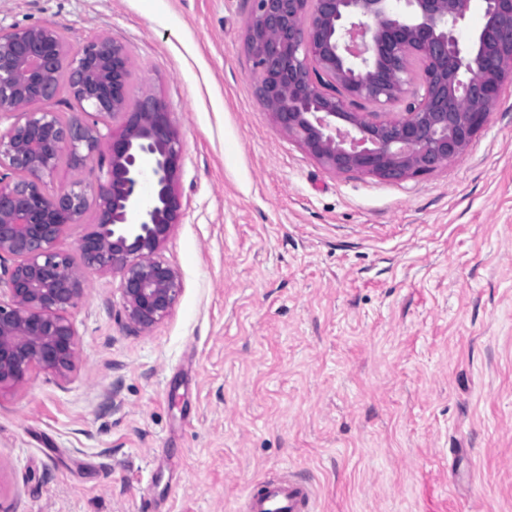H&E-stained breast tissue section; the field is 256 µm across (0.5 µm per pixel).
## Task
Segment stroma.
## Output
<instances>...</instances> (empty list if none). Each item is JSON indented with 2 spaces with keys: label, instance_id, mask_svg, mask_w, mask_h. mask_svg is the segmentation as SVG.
Masks as SVG:
<instances>
[{
  "label": "stroma",
  "instance_id": "obj_1",
  "mask_svg": "<svg viewBox=\"0 0 512 512\" xmlns=\"http://www.w3.org/2000/svg\"><path fill=\"white\" fill-rule=\"evenodd\" d=\"M250 0H0V27L129 51L183 142L172 313L89 274L67 379L0 392V512H238L265 474L315 512H512V82L455 163L326 170L274 124Z\"/></svg>",
  "mask_w": 512,
  "mask_h": 512
}]
</instances>
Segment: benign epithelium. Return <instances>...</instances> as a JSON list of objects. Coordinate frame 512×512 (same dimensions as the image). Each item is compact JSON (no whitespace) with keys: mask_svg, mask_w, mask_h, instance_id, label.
<instances>
[{"mask_svg":"<svg viewBox=\"0 0 512 512\" xmlns=\"http://www.w3.org/2000/svg\"><path fill=\"white\" fill-rule=\"evenodd\" d=\"M484 22L463 44L471 0H251L244 48L257 98L275 125L335 174L405 181L461 158L502 106L512 79V0H484ZM126 47L91 38L76 48L48 25L0 28V391L42 369L65 377L79 340L67 313L86 276H120L124 315L150 330L170 315L178 272L159 257L184 208L183 144L153 93L130 100ZM65 78L79 107L43 109ZM363 103L378 108L359 112ZM398 106L400 111L385 108ZM121 116L120 133L99 120ZM109 143L94 191L96 223L78 242L81 267L56 243L89 203L76 182L50 188L62 158L75 164ZM154 192L140 194L141 161Z\"/></svg>","mask_w":512,"mask_h":512,"instance_id":"1","label":"benign epithelium"}]
</instances>
